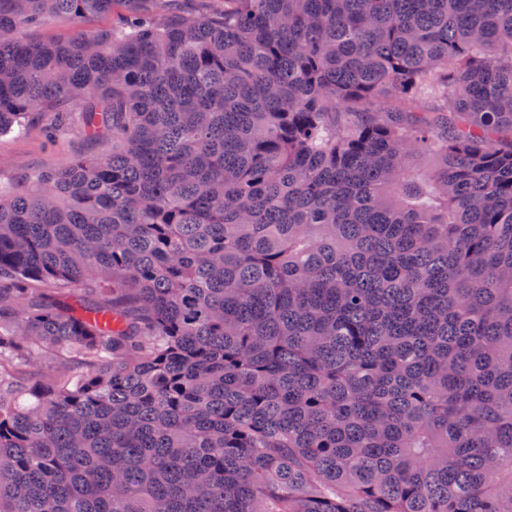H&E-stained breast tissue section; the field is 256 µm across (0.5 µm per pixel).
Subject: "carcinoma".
<instances>
[{
	"label": "carcinoma",
	"mask_w": 512,
	"mask_h": 512,
	"mask_svg": "<svg viewBox=\"0 0 512 512\" xmlns=\"http://www.w3.org/2000/svg\"><path fill=\"white\" fill-rule=\"evenodd\" d=\"M154 2L0 0V512H512V0ZM109 23V19L106 17L89 18L82 24L76 20L67 17L54 18L46 26L40 29H36L28 32V35L32 38H50V37H62L73 33L79 27L85 29H92L96 27L106 26ZM79 112H68L65 126L48 143L42 126H33L22 138L0 137V184L8 185L20 174L64 167L75 158H95L110 148L104 139L91 140L81 128Z\"/></svg>",
	"instance_id": "obj_1"
}]
</instances>
